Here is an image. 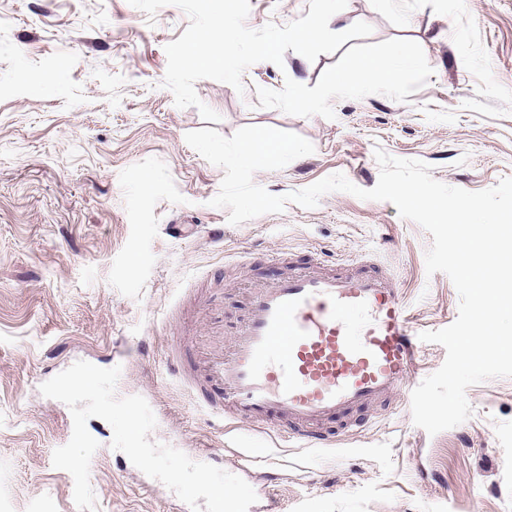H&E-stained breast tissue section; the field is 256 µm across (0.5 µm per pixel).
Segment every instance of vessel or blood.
<instances>
[{
  "label": "vessel or blood",
  "mask_w": 512,
  "mask_h": 512,
  "mask_svg": "<svg viewBox=\"0 0 512 512\" xmlns=\"http://www.w3.org/2000/svg\"><path fill=\"white\" fill-rule=\"evenodd\" d=\"M349 262L305 267L254 289L228 357L210 361L204 402L281 438L323 440L321 422L404 392L420 367L416 332L391 277Z\"/></svg>",
  "instance_id": "vessel-or-blood-1"
}]
</instances>
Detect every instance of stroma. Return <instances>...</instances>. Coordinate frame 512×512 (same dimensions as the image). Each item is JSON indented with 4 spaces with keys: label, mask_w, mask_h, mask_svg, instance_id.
Listing matches in <instances>:
<instances>
[{
    "label": "stroma",
    "mask_w": 512,
    "mask_h": 512,
    "mask_svg": "<svg viewBox=\"0 0 512 512\" xmlns=\"http://www.w3.org/2000/svg\"><path fill=\"white\" fill-rule=\"evenodd\" d=\"M342 32L370 24L334 53L245 70L243 91L210 79L199 98L226 137L246 126L296 133L315 147L256 184L275 195L344 174L363 189L379 177L376 150L430 165L469 191L512 177V0H341ZM308 0H250L257 30L306 16ZM189 24L168 5L147 16L128 0H0V512H79L72 476L52 465L69 408L39 387L79 360L120 367V397L153 410L152 441L192 460L264 459L281 512H512V377L471 386L473 414L436 435L395 397L319 426L324 447L202 408L204 360L225 352L250 292L293 269L355 260L393 277L417 331L452 324L459 295L427 274L432 237L387 201L344 192L317 207L240 225L210 206L224 176L185 141L206 128L162 82L165 47ZM403 46L413 63L369 90L336 76L357 58ZM303 98L304 107L294 105ZM172 224L196 225L177 237ZM191 344L183 375L166 364L175 338ZM87 427L96 512H191L111 446L104 420Z\"/></svg>",
    "instance_id": "stroma-1"
}]
</instances>
